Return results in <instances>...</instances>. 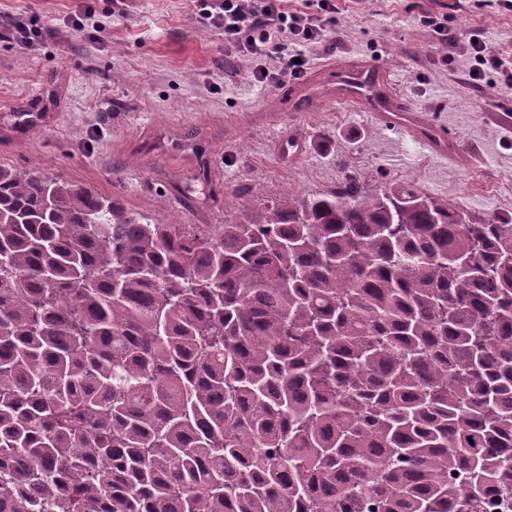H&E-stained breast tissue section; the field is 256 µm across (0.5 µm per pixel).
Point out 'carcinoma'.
<instances>
[{
  "mask_svg": "<svg viewBox=\"0 0 512 512\" xmlns=\"http://www.w3.org/2000/svg\"><path fill=\"white\" fill-rule=\"evenodd\" d=\"M512 218L411 185L154 224L0 164V512H486Z\"/></svg>",
  "mask_w": 512,
  "mask_h": 512,
  "instance_id": "cac0c4a2",
  "label": "carcinoma"
}]
</instances>
